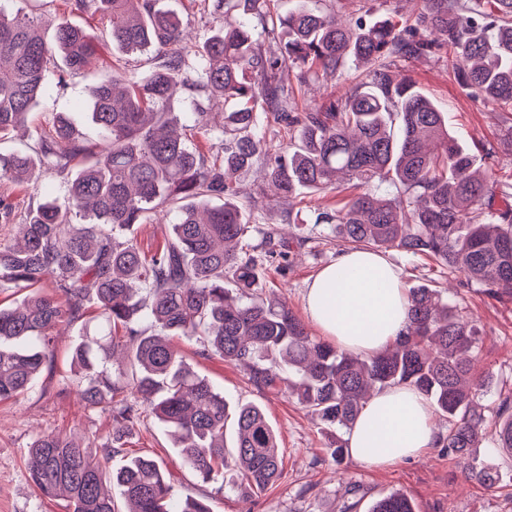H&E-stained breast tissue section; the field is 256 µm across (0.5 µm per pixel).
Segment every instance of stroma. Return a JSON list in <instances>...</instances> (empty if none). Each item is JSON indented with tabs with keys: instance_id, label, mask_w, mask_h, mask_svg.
<instances>
[{
	"instance_id": "35a3bbf8",
	"label": "stroma",
	"mask_w": 512,
	"mask_h": 512,
	"mask_svg": "<svg viewBox=\"0 0 512 512\" xmlns=\"http://www.w3.org/2000/svg\"><path fill=\"white\" fill-rule=\"evenodd\" d=\"M27 12L37 16L45 38H52L59 17L85 28L98 29V19L89 14L65 15L63 0H26ZM160 9L178 14L192 34L193 44H203L216 24L203 0H160ZM401 67L422 92L445 113L448 127L459 143L484 150L482 166L491 175L512 172V115L498 105L471 96L459 87L445 61L422 59L402 62ZM49 96L30 116L24 130L0 141V151L9 152L30 144L36 128L53 113H68L88 145L103 141L101 129L89 113V74L62 73L52 65L46 73ZM61 179L42 173L23 186L0 183V197L13 206L14 220H21L44 196L63 198ZM326 202L322 193L304 191L298 209L303 225L290 240V263L286 271L268 265L267 290L285 299L298 317H305L304 294L317 273L342 253L345 245L323 237L313 221ZM388 258L400 271L405 288L425 286L444 289L449 304L479 332V368L490 370L494 386L483 402L498 407L512 401V302L488 296L480 285L446 279L436 264L423 257L391 250ZM54 355L33 388L16 400L0 402V512H69L64 500L42 497L30 479L27 449L40 435L53 433L79 439L109 441L112 428L106 414L86 409L74 387L72 349L79 332L75 325H58ZM175 344L187 363L223 391L229 404L260 406L280 439L282 475L253 498L242 497L231 487L198 482L185 467L168 431L153 418H145L125 441L130 454H147L162 461L176 493H189L207 504L211 512H340L343 502L353 512H369L372 502L400 491L415 504L417 512H512V456L496 453L493 435H486L472 457H451L442 448L428 449L421 457L390 468H376L353 458L336 463L327 453L328 436L319 420L285 394L259 390L239 366L214 354H203L200 343L185 338ZM494 458L501 480L490 489L466 472L472 459Z\"/></svg>"
}]
</instances>
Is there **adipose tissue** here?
Instances as JSON below:
<instances>
[{
    "label": "adipose tissue",
    "instance_id": "obj_1",
    "mask_svg": "<svg viewBox=\"0 0 512 512\" xmlns=\"http://www.w3.org/2000/svg\"><path fill=\"white\" fill-rule=\"evenodd\" d=\"M305 310L331 343L373 356L407 330L409 299L397 269L380 253H341L309 284ZM345 441L350 456L377 468L413 458L434 447L439 436L426 399L408 387L375 393Z\"/></svg>",
    "mask_w": 512,
    "mask_h": 512
}]
</instances>
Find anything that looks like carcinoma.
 I'll return each mask as SVG.
<instances>
[{"label": "carcinoma", "instance_id": "obj_1", "mask_svg": "<svg viewBox=\"0 0 512 512\" xmlns=\"http://www.w3.org/2000/svg\"><path fill=\"white\" fill-rule=\"evenodd\" d=\"M414 23L392 18L343 19L339 0H299L285 14L270 0H213L221 24L192 51L182 19L155 0H65L69 11L99 15L103 30L126 54L157 52L140 78L112 68L91 87V117L105 133L92 150L63 115L36 133L26 150L0 153V181L23 185L40 169L64 181L66 199L30 208L13 237L0 240V291L29 288L24 302L0 308V400L28 393L55 344L54 329L83 319L90 301L100 321L83 323L72 361L80 395L108 414L112 438L98 446L52 433L27 451L31 478L43 496L66 499L73 512H119L104 482L120 489L128 512H209L201 501L174 496L157 459L139 455L117 471L122 435L143 414L173 433L182 461L198 481L229 480L242 494L261 492L280 477L277 433L254 404L229 406L224 392L199 375L173 345L196 338L227 362L242 365L250 384L284 392L334 431L332 460L344 459L340 432L351 428L376 389L409 386L448 419L442 447L470 455L494 426L497 449L512 452V407L482 403L492 372L475 361L479 336L441 291L409 290L407 334L374 356H359L309 333L288 304L265 291L259 267L286 260L288 240L261 232L250 242L256 197L237 201L230 174L261 165L283 217H293L297 191L337 188L346 176L355 192L314 224L350 249L400 250L462 274L500 300L512 299V175L490 179L455 140L443 112L396 62L448 59L461 84L512 111V0H421ZM95 33L62 19L53 43L22 9H0V141L25 125L48 95L45 72L60 57L69 72L89 67ZM360 78L305 112L293 111L295 87L282 67L298 68L297 85L339 75L346 63ZM187 96L193 111L176 112ZM224 99L222 125L210 123L212 99ZM263 109L288 130L283 154L259 132ZM211 136L209 155L189 146L177 126ZM387 183L396 192L377 194ZM222 198L220 205L210 199ZM175 210L170 236L152 256L128 235L133 225ZM52 288L55 295L41 291ZM233 418V451L224 427ZM468 477L494 487L499 471L479 463ZM370 512H416L399 492Z\"/></svg>", "mask_w": 512, "mask_h": 512}]
</instances>
